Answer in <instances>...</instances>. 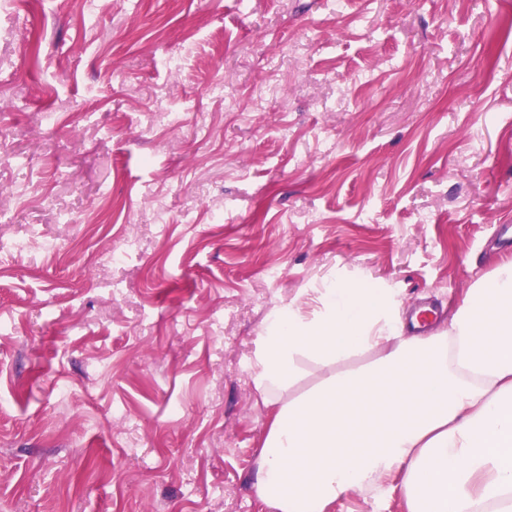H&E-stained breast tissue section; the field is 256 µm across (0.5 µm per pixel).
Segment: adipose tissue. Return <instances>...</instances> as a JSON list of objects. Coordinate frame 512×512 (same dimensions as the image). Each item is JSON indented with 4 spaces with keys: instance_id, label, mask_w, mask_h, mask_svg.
<instances>
[{
    "instance_id": "obj_1",
    "label": "adipose tissue",
    "mask_w": 512,
    "mask_h": 512,
    "mask_svg": "<svg viewBox=\"0 0 512 512\" xmlns=\"http://www.w3.org/2000/svg\"><path fill=\"white\" fill-rule=\"evenodd\" d=\"M274 310L250 364L270 410L252 486L273 512H325L400 478L408 512H512V261L469 288L447 327L410 335L389 288L324 289ZM370 365L343 370L358 352ZM321 377L291 389L301 361Z\"/></svg>"
}]
</instances>
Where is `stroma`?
I'll return each instance as SVG.
<instances>
[{
    "mask_svg": "<svg viewBox=\"0 0 512 512\" xmlns=\"http://www.w3.org/2000/svg\"><path fill=\"white\" fill-rule=\"evenodd\" d=\"M503 224L512 0H0V512H270L269 314L362 282L448 322Z\"/></svg>",
    "mask_w": 512,
    "mask_h": 512,
    "instance_id": "1",
    "label": "stroma"
}]
</instances>
